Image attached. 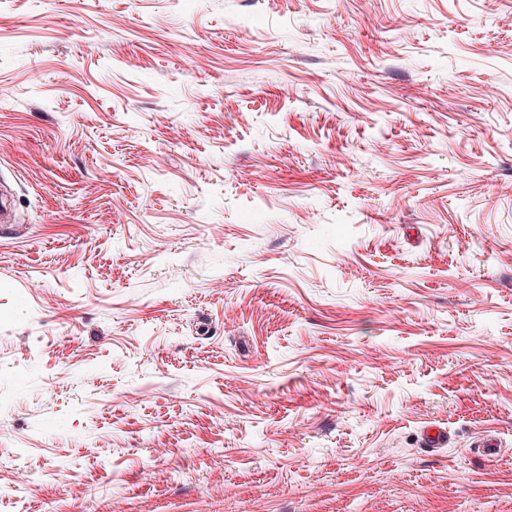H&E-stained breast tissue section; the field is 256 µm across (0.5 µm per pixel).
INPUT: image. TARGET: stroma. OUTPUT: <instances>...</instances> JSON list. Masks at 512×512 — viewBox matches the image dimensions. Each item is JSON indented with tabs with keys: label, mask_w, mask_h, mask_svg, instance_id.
Returning <instances> with one entry per match:
<instances>
[{
	"label": "stroma",
	"mask_w": 512,
	"mask_h": 512,
	"mask_svg": "<svg viewBox=\"0 0 512 512\" xmlns=\"http://www.w3.org/2000/svg\"><path fill=\"white\" fill-rule=\"evenodd\" d=\"M0 196V512H512V0H0Z\"/></svg>",
	"instance_id": "stroma-1"
}]
</instances>
